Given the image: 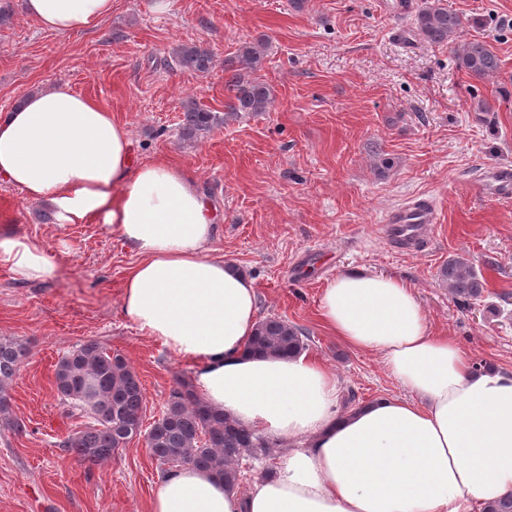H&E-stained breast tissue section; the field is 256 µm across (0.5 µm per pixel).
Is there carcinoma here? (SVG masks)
Masks as SVG:
<instances>
[{
  "instance_id": "1",
  "label": "carcinoma",
  "mask_w": 512,
  "mask_h": 512,
  "mask_svg": "<svg viewBox=\"0 0 512 512\" xmlns=\"http://www.w3.org/2000/svg\"><path fill=\"white\" fill-rule=\"evenodd\" d=\"M462 26V19L448 8L447 0H424L415 16V28L422 39L432 45L448 46L461 68L478 77L498 73L501 60L486 44L478 40L457 43ZM264 52L262 44L245 42L224 61V113L214 112L194 99L182 105L183 140L194 141L243 112L266 111L273 91L257 75ZM173 58L180 69L197 75L208 73L213 66L212 53L199 44L178 46ZM438 277L462 302L481 297L486 285L484 278L461 257L443 264ZM307 340L302 328L270 316L259 321L248 347L274 354L300 353L306 349ZM26 353L22 340L0 336V423L16 431L21 425L10 418L9 389ZM54 386L69 412L88 419L83 430L63 442V447L84 466L92 468L112 459L141 434L145 392L122 354L89 340L58 360ZM146 438L162 473L192 465L217 473L233 488L242 483L243 458L270 454L269 442L208 408L184 377L176 380L161 414L147 428Z\"/></svg>"
}]
</instances>
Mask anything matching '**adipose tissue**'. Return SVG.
Instances as JSON below:
<instances>
[{
  "label": "adipose tissue",
  "mask_w": 512,
  "mask_h": 512,
  "mask_svg": "<svg viewBox=\"0 0 512 512\" xmlns=\"http://www.w3.org/2000/svg\"><path fill=\"white\" fill-rule=\"evenodd\" d=\"M57 34L82 32L112 0H24ZM0 181L50 203L60 224L102 220L137 253L122 312L193 365L205 404L256 436L286 442L272 474L246 493L187 465L157 485L150 512H483L512 493V372L477 371L434 334L401 280L345 273L320 300L322 324L382 355L408 398L344 411L333 373L306 355L258 354L252 279L209 256L215 216L193 175L159 157L138 163L122 123L68 86L25 97L0 116ZM0 266L52 276L46 250L0 235Z\"/></svg>",
  "instance_id": "obj_1"
}]
</instances>
